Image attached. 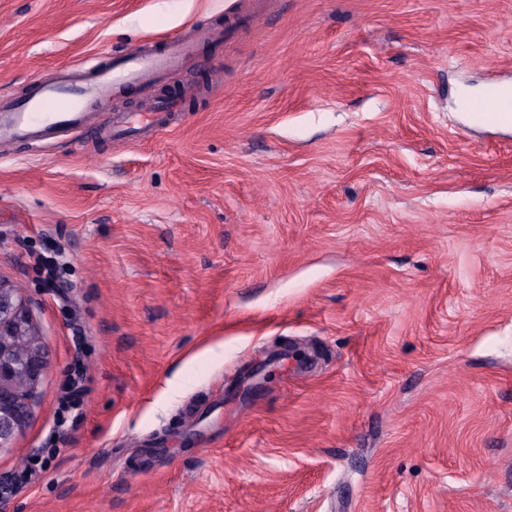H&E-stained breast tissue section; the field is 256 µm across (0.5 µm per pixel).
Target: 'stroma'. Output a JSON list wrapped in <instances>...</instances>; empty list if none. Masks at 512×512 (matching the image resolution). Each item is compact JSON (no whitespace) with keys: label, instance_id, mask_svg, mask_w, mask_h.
Wrapping results in <instances>:
<instances>
[{"label":"stroma","instance_id":"obj_1","mask_svg":"<svg viewBox=\"0 0 512 512\" xmlns=\"http://www.w3.org/2000/svg\"><path fill=\"white\" fill-rule=\"evenodd\" d=\"M232 16L149 140L0 149V512H512V0H0V94ZM22 302V288L0 280V448H7L32 415L31 400L47 363Z\"/></svg>","mask_w":512,"mask_h":512}]
</instances>
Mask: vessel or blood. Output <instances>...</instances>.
<instances>
[{
  "instance_id": "1",
  "label": "vessel or blood",
  "mask_w": 512,
  "mask_h": 512,
  "mask_svg": "<svg viewBox=\"0 0 512 512\" xmlns=\"http://www.w3.org/2000/svg\"><path fill=\"white\" fill-rule=\"evenodd\" d=\"M234 27L230 21L223 27L197 31L192 38L171 37L159 47L148 42L134 45L85 71L54 70L38 78L33 92L24 99L1 96L0 144L38 140L57 129L83 131L112 100L115 90L128 84L160 82L192 52L196 39L219 40ZM181 109L177 100L161 95L146 97L137 108L114 113L104 133L117 138H145L168 126Z\"/></svg>"
}]
</instances>
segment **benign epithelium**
Here are the masks:
<instances>
[{
  "mask_svg": "<svg viewBox=\"0 0 512 512\" xmlns=\"http://www.w3.org/2000/svg\"><path fill=\"white\" fill-rule=\"evenodd\" d=\"M46 367L21 286L0 280V448L9 447L29 422L31 400Z\"/></svg>",
  "mask_w": 512,
  "mask_h": 512,
  "instance_id": "benign-epithelium-1",
  "label": "benign epithelium"
}]
</instances>
